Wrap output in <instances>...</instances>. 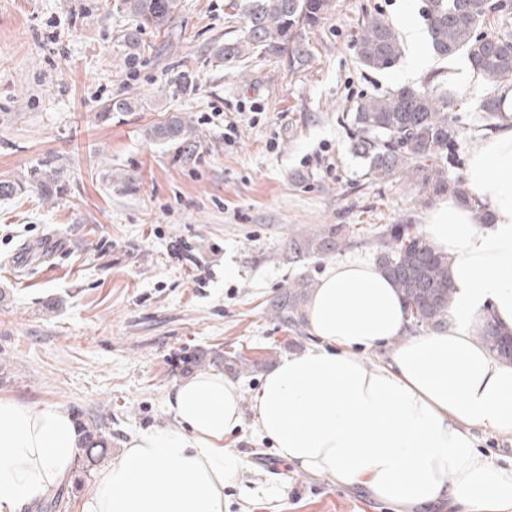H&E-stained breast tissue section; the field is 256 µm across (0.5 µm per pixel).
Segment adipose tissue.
<instances>
[{
	"label": "adipose tissue",
	"mask_w": 512,
	"mask_h": 512,
	"mask_svg": "<svg viewBox=\"0 0 512 512\" xmlns=\"http://www.w3.org/2000/svg\"><path fill=\"white\" fill-rule=\"evenodd\" d=\"M499 96L505 120L472 148L465 172L470 194L489 205V225L448 196L424 226L450 263L447 326L403 339L408 318L393 283L370 263L332 265L306 306L320 346L284 357L254 399L278 457L402 512L441 500L452 512H512V466L478 452L472 434L512 435V365L478 340L488 314L512 331V86ZM394 338L388 363L368 367L353 354ZM240 402L237 382L220 371L179 382L168 397L175 427L132 436L82 512H224V484L244 466L224 446ZM81 444L62 408L0 398V512L45 497Z\"/></svg>",
	"instance_id": "ef3b65f1"
}]
</instances>
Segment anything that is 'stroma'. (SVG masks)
Returning a JSON list of instances; mask_svg holds the SVG:
<instances>
[{"label":"stroma","mask_w":512,"mask_h":512,"mask_svg":"<svg viewBox=\"0 0 512 512\" xmlns=\"http://www.w3.org/2000/svg\"><path fill=\"white\" fill-rule=\"evenodd\" d=\"M179 3L132 46L122 0H0V180L48 160L67 186L52 202L31 190L0 199V398L96 424L115 457L133 435L174 426L166 398L186 359L238 352L263 365L234 376L241 421L224 446L246 467L224 486V512H395L281 460L252 406L266 366L320 343L272 317L288 282L374 261L388 225L421 232L431 208L410 180L366 175L343 112L466 59L434 56L418 70L408 49L394 68L367 70L356 55L362 20L420 27L424 2L333 0L305 33L302 66L284 55L225 65L216 46L243 30L227 0ZM494 92L479 77L456 87L449 178L485 138L476 104ZM122 98L140 110L100 122L104 103ZM173 114L200 132L196 162L144 137ZM115 171L132 176L129 190L110 188ZM324 224L350 229L343 251L290 259L289 238Z\"/></svg>","instance_id":"stroma-1"}]
</instances>
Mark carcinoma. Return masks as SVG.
<instances>
[{"mask_svg":"<svg viewBox=\"0 0 512 512\" xmlns=\"http://www.w3.org/2000/svg\"><path fill=\"white\" fill-rule=\"evenodd\" d=\"M423 16L434 54L448 59L458 54L467 57L478 75L489 85L512 82V34L494 36L478 33L490 14L502 10L503 0H489L480 6L476 0H424ZM135 27L126 34L129 44L137 42L146 29L163 27L174 15L178 0H124ZM229 8L242 12L244 36L224 41L216 57L233 62L246 55L271 54L288 56L291 64L309 57V43L301 30L318 26L332 9V0H229ZM402 56V47L394 27L382 16L368 17L362 24L357 41L359 62L369 70L393 68ZM454 100L448 95L447 73L430 74L420 87L401 86L377 96L361 98L344 128L356 157L368 162L366 174L385 180L399 174L421 185L427 198L453 191L464 204L483 219L489 213L485 204L472 198L464 181L448 182L445 164L455 157L460 130L450 115ZM139 106L134 98L106 103L98 119L107 122L114 112H133ZM483 112L484 127L493 131L503 118L500 99L493 95L478 105ZM144 136L153 144L164 146L186 163L199 154L198 128L180 114L150 125ZM52 201L64 191L61 170L40 165L30 171L26 181H0V198L13 197L27 189ZM388 239L380 246L377 266L393 281L404 299L409 319L416 327L437 329L448 321V306L454 288L448 270V258L436 252L419 234L406 232L403 224L385 229ZM346 246L342 224H325L318 231L288 240V254L293 258L330 256ZM313 280L299 277L291 281L274 299L271 311L282 325L299 328L305 323V306ZM479 339L496 357L512 363V332L502 329L492 315L485 316ZM241 356H224L222 351H200L193 366L202 364L229 369L237 368ZM85 446L78 469L92 470L107 452L102 440L86 429Z\"/></svg>","mask_w":512,"mask_h":512,"instance_id":"cac0c4a2","label":"carcinoma"}]
</instances>
